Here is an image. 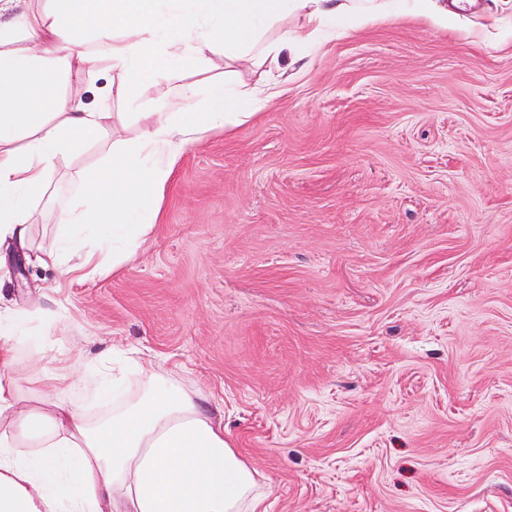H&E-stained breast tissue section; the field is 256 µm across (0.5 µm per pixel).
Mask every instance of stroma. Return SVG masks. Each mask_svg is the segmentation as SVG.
Returning a JSON list of instances; mask_svg holds the SVG:
<instances>
[{"mask_svg": "<svg viewBox=\"0 0 512 512\" xmlns=\"http://www.w3.org/2000/svg\"><path fill=\"white\" fill-rule=\"evenodd\" d=\"M440 2L240 66L280 94L184 152L132 263L0 268L31 338L223 405L262 512H512V0Z\"/></svg>", "mask_w": 512, "mask_h": 512, "instance_id": "stroma-1", "label": "stroma"}]
</instances>
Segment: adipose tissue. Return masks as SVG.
Masks as SVG:
<instances>
[{"label": "adipose tissue", "mask_w": 512, "mask_h": 512, "mask_svg": "<svg viewBox=\"0 0 512 512\" xmlns=\"http://www.w3.org/2000/svg\"><path fill=\"white\" fill-rule=\"evenodd\" d=\"M292 16L303 25L285 29ZM405 17L448 24L434 0H0V253L77 283L133 260L185 150L273 97L242 89L230 63ZM188 70L205 80L178 83ZM93 143L102 160L81 164ZM60 168L70 193L55 188ZM43 201L59 229L47 251L34 230ZM29 320L0 306V512H258L260 472L174 369L137 368L131 384L109 353L77 371V351L46 393H20Z\"/></svg>", "instance_id": "ef3b65f1"}]
</instances>
